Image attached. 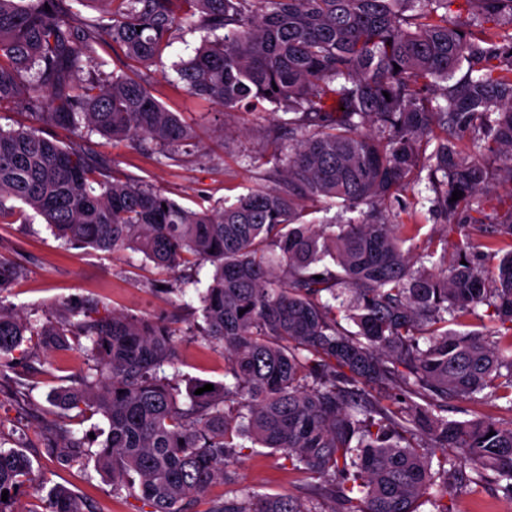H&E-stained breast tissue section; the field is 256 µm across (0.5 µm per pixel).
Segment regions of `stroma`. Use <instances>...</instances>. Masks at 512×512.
<instances>
[{"instance_id":"35a3bbf8","label":"stroma","mask_w":512,"mask_h":512,"mask_svg":"<svg viewBox=\"0 0 512 512\" xmlns=\"http://www.w3.org/2000/svg\"><path fill=\"white\" fill-rule=\"evenodd\" d=\"M199 41V33L182 30L168 50V67L152 71L155 97L194 126L193 144L164 152L146 151L133 142H115L95 133L87 138L86 147L109 157L119 178L159 189L188 207L200 203L218 208L249 190L275 187L281 165L272 157L265 131L273 124L287 126L290 114L286 108L266 103L227 117L217 106L193 99L175 86L171 62L189 57ZM431 195L424 180L385 205L389 219L409 218L420 224L419 236L405 244L417 260L428 238L442 239L452 251L467 241V228L431 211ZM0 261L26 269L24 277L0 289V301L25 318L42 321L64 302L92 299L179 329L183 339L176 356L178 385L195 378L223 380V354L196 334L203 323L196 292L190 288L178 293L176 277L160 274L142 254L129 249L108 254L63 245L43 219L27 209L12 223L0 224ZM70 344L64 353L27 349L15 355L12 365L0 369V432L6 437L0 446L26 454L38 479L37 490H25L15 499L14 512H47L50 494L58 486L70 488L93 512H139L141 503L135 497L113 496L112 479L99 469L94 457L62 465L44 451L56 412L48 400L50 393L71 385L86 369V340L74 337ZM19 375L31 387L24 397L14 392V379ZM234 468L240 485L261 495L319 494L316 479L284 469L279 452L269 448L243 449Z\"/></svg>"}]
</instances>
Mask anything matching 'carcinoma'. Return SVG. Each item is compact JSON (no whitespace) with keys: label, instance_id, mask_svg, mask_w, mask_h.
I'll return each mask as SVG.
<instances>
[{"label":"carcinoma","instance_id":"cac0c4a2","mask_svg":"<svg viewBox=\"0 0 512 512\" xmlns=\"http://www.w3.org/2000/svg\"><path fill=\"white\" fill-rule=\"evenodd\" d=\"M185 25L203 33L174 65L189 95L226 115L265 101L302 112L288 120L299 137L277 186L219 209L114 180L110 160L84 148L93 132L159 148L196 138L150 82ZM106 45L122 67L103 84L82 78ZM467 59L478 74L433 103L432 81ZM15 102L73 138L0 128V223L21 203L71 245L131 249L173 275L210 263L200 334L224 352V381L201 395L207 380L191 381L181 408L165 372L177 329L90 300L35 325L0 302V359L33 341L89 342L88 371L49 396L60 412L47 455H86L68 412L90 411L108 422L96 458L113 495L149 512H194L218 480L227 491L207 512H453L443 498L465 468L469 483L512 501V420L445 415L450 399L512 414V213L495 224L458 216L462 202L482 212L494 181L512 183V0H0V105ZM466 138L477 151L460 147ZM426 168L442 173L432 206L472 225L498 258L491 275L467 244L441 271L403 249L420 225L383 206ZM322 199L367 210L357 224L318 227L306 203ZM470 318L479 329H452ZM378 390L394 391L392 403ZM245 438L320 478L321 506L237 487L230 463ZM435 448L452 454L434 472ZM31 472L23 453L0 450V512H13ZM49 512L84 508L59 488Z\"/></svg>","mask_w":512,"mask_h":512}]
</instances>
